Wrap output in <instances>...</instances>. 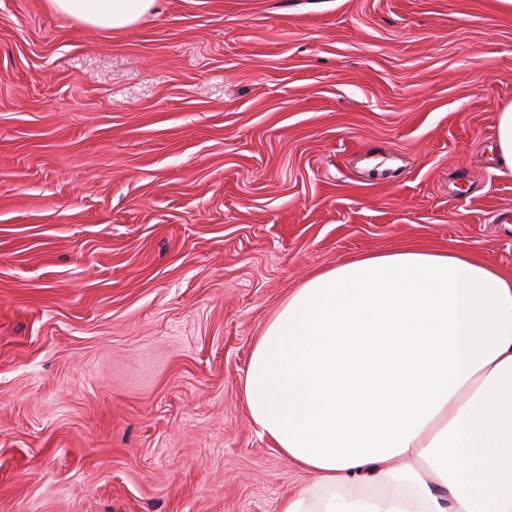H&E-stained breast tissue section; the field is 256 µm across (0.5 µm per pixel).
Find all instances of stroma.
<instances>
[{
    "label": "stroma",
    "mask_w": 512,
    "mask_h": 512,
    "mask_svg": "<svg viewBox=\"0 0 512 512\" xmlns=\"http://www.w3.org/2000/svg\"><path fill=\"white\" fill-rule=\"evenodd\" d=\"M500 0H0V512H279L242 395L266 322L363 254L512 276ZM53 10L99 31H119L153 9L155 0H50ZM495 131L499 162L512 171V103L496 112Z\"/></svg>",
    "instance_id": "stroma-1"
}]
</instances>
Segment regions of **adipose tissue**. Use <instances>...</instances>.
<instances>
[{"label":"adipose tissue","instance_id":"adipose-tissue-1","mask_svg":"<svg viewBox=\"0 0 512 512\" xmlns=\"http://www.w3.org/2000/svg\"><path fill=\"white\" fill-rule=\"evenodd\" d=\"M119 31L155 0H50ZM242 392L313 481L280 512H512V278L462 251L365 254L266 324Z\"/></svg>","mask_w":512,"mask_h":512}]
</instances>
